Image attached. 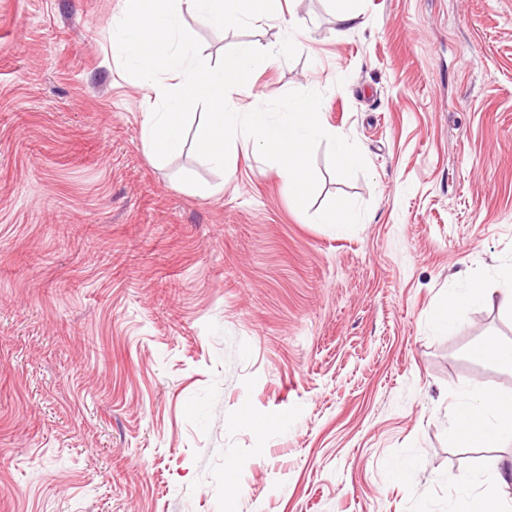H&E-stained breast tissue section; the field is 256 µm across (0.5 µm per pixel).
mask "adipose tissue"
<instances>
[{
  "label": "adipose tissue",
  "instance_id": "ef3b65f1",
  "mask_svg": "<svg viewBox=\"0 0 512 512\" xmlns=\"http://www.w3.org/2000/svg\"><path fill=\"white\" fill-rule=\"evenodd\" d=\"M505 287L489 291L477 284L450 286L444 303L432 314L436 332L452 334L459 311L496 301L512 314V269L502 274ZM448 438L462 448H489L512 442V391L487 390L478 396L461 394L455 401L448 423Z\"/></svg>",
  "mask_w": 512,
  "mask_h": 512
}]
</instances>
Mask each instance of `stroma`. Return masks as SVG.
<instances>
[{"instance_id":"stroma-1","label":"stroma","mask_w":512,"mask_h":512,"mask_svg":"<svg viewBox=\"0 0 512 512\" xmlns=\"http://www.w3.org/2000/svg\"><path fill=\"white\" fill-rule=\"evenodd\" d=\"M116 6L0 0V512L512 498V445L471 457L447 432L461 393L512 390L469 354L512 343V315L430 324L449 282L500 288L512 267V0H358L349 32L332 0H280L245 31L187 20L214 63L305 20L298 57L234 98L321 92L324 122L360 147L350 179L317 148L305 212L257 155L229 178L189 147L153 165ZM339 203L347 234L317 221Z\"/></svg>"}]
</instances>
